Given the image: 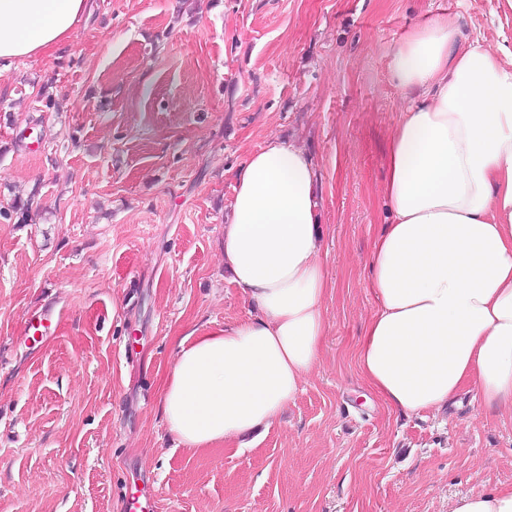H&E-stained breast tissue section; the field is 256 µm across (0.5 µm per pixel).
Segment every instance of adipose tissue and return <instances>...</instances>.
<instances>
[{"label": "adipose tissue", "mask_w": 512, "mask_h": 512, "mask_svg": "<svg viewBox=\"0 0 512 512\" xmlns=\"http://www.w3.org/2000/svg\"><path fill=\"white\" fill-rule=\"evenodd\" d=\"M87 0H0V63L73 34ZM410 102L391 135L388 221L366 280L376 310L358 345L365 385L411 415L465 386L512 410V48L464 45L445 15L391 53ZM224 267L249 317L180 340L160 410L186 448L268 427L319 364L328 291L314 167L272 138L238 166ZM450 512H512V490L455 497Z\"/></svg>", "instance_id": "obj_1"}]
</instances>
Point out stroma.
Returning a JSON list of instances; mask_svg holds the SVG:
<instances>
[{
    "label": "stroma",
    "instance_id": "1",
    "mask_svg": "<svg viewBox=\"0 0 512 512\" xmlns=\"http://www.w3.org/2000/svg\"><path fill=\"white\" fill-rule=\"evenodd\" d=\"M441 12L461 44L512 45L504 0H90L73 39L0 66V512H449L512 489V414L467 387L403 416L358 369L407 104L391 49ZM275 136L317 173L321 361L247 447L179 448L162 388L185 333L249 313L224 224Z\"/></svg>",
    "mask_w": 512,
    "mask_h": 512
}]
</instances>
